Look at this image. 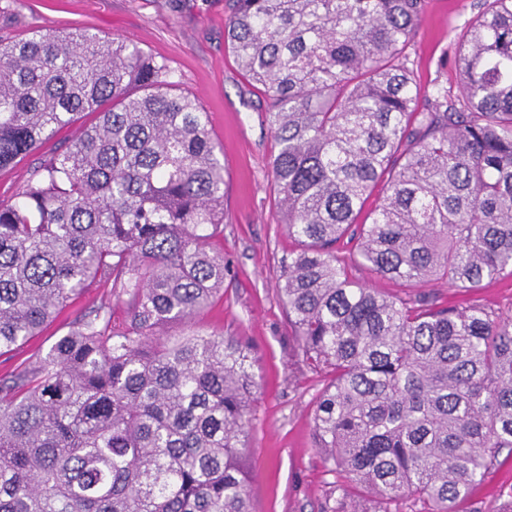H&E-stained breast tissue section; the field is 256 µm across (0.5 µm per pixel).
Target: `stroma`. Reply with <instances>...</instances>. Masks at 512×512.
Instances as JSON below:
<instances>
[{
	"label": "stroma",
	"instance_id": "35a3bbf8",
	"mask_svg": "<svg viewBox=\"0 0 512 512\" xmlns=\"http://www.w3.org/2000/svg\"><path fill=\"white\" fill-rule=\"evenodd\" d=\"M477 0H426L410 58L421 88L437 79L458 88L456 40ZM225 0H0V39L34 30L86 28L132 40L168 60L181 88L208 112L224 150L222 296L193 324L169 326L224 334L248 346L257 383L246 441L248 489L256 512H331L333 474L311 435L322 384L302 362L280 300L281 260L297 248L281 222L267 178L275 141L263 115L268 97L245 77L224 45ZM100 284L70 301L54 321L13 355L0 357V377L45 355L76 317L109 298ZM512 485V459L475 486L462 512H495L501 487Z\"/></svg>",
	"mask_w": 512,
	"mask_h": 512
}]
</instances>
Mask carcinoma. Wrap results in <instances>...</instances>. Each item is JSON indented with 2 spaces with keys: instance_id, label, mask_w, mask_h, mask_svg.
Masks as SVG:
<instances>
[{
  "instance_id": "1",
  "label": "carcinoma",
  "mask_w": 512,
  "mask_h": 512,
  "mask_svg": "<svg viewBox=\"0 0 512 512\" xmlns=\"http://www.w3.org/2000/svg\"><path fill=\"white\" fill-rule=\"evenodd\" d=\"M424 8L227 0L224 41L269 96L268 177L298 244L279 294L323 382L313 439L333 512H457L512 454V317L417 291L512 277V0H478L460 94L436 80L420 103ZM177 85L166 61L88 29L0 40V170L95 116L0 201V357L93 284L113 297L0 379V512H254L250 353L166 333L224 286L222 150ZM351 260L405 292L357 282Z\"/></svg>"
}]
</instances>
